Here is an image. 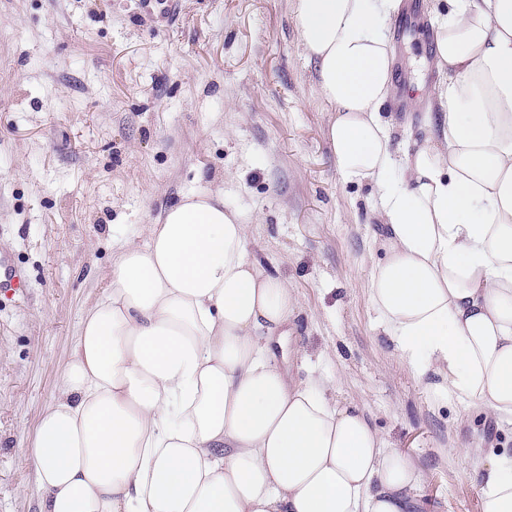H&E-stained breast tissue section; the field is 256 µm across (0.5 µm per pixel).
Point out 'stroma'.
Listing matches in <instances>:
<instances>
[{"label": "stroma", "mask_w": 512, "mask_h": 512, "mask_svg": "<svg viewBox=\"0 0 512 512\" xmlns=\"http://www.w3.org/2000/svg\"><path fill=\"white\" fill-rule=\"evenodd\" d=\"M401 2L426 29L391 39L395 78L426 104L448 0ZM330 117L293 0H0V255L28 277L24 298L0 301V512H38L28 445L113 256L203 188L223 190L250 251L299 299L290 373L330 380L334 402L416 464V512H480L474 460L444 452L511 453L512 424L436 403L380 333L377 199L337 174ZM382 117L404 160L422 113Z\"/></svg>", "instance_id": "obj_1"}]
</instances>
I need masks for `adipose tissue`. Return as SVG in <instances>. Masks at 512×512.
Segmentation results:
<instances>
[{"label": "adipose tissue", "mask_w": 512, "mask_h": 512, "mask_svg": "<svg viewBox=\"0 0 512 512\" xmlns=\"http://www.w3.org/2000/svg\"><path fill=\"white\" fill-rule=\"evenodd\" d=\"M399 0H294L334 116L339 176L378 196L368 273L380 326L435 400L512 422V0L436 18L429 135L397 165L380 110ZM299 308L248 250L221 193L186 195L112 261L29 455L40 512H412L414 463L275 346ZM480 512H512V456L489 455Z\"/></svg>", "instance_id": "ef3b65f1"}]
</instances>
